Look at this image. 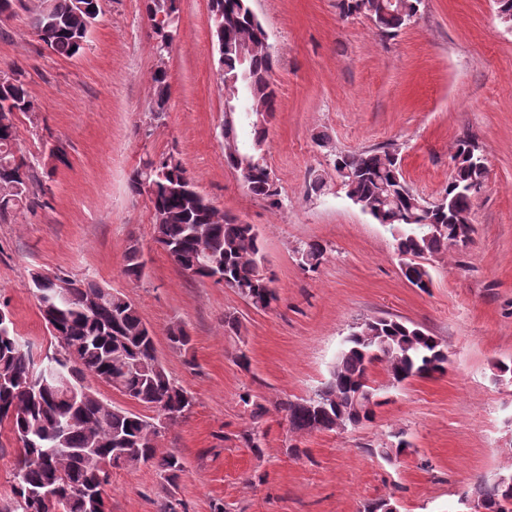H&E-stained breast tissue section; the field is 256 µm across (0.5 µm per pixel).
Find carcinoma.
<instances>
[{
    "label": "carcinoma",
    "instance_id": "obj_1",
    "mask_svg": "<svg viewBox=\"0 0 512 512\" xmlns=\"http://www.w3.org/2000/svg\"><path fill=\"white\" fill-rule=\"evenodd\" d=\"M421 0H340L344 17L362 15L383 33L405 28L419 11ZM212 37L222 78L245 67L247 94L263 109L261 119L226 124L225 164L238 173L248 166L244 185L256 198L282 207L281 191L261 150L267 124L276 107L270 80L274 61L265 46L267 33L249 0H210ZM101 11L100 0H39L30 23L52 52L78 57L88 46V33ZM176 0H145V14L158 54L167 53L176 33ZM239 40L252 44L247 65L227 46ZM151 112L159 118L171 97L167 72L155 70ZM40 111L29 95L27 72L19 66L0 76V221L11 213L40 205L43 182L34 168L17 155L16 115ZM454 175L448 180L443 204L425 210L421 197L403 177L396 153L374 148L338 154L333 165L346 195L363 212L389 228L402 257V273L425 290L432 283L429 269L417 262L472 241L474 226L454 223L455 213L472 209L470 186L487 177L478 144L466 137L453 155ZM153 186L151 206L164 214L154 220L155 241L184 273L233 290L257 309L277 301L273 278L265 270L261 236L252 224L220 214L196 191L182 161L169 153L148 157L131 173L128 186L142 194ZM326 246L305 243L296 250L303 269L316 270ZM140 250H127L124 275H144ZM39 313L57 342L41 363L20 340L9 312L0 307V424L8 422L20 453L15 464L12 497L0 502V512H88L80 490L109 485L110 469L152 462L174 484L186 472L182 458L160 453L157 438L191 410L194 397L167 374L156 354L154 336L138 308L125 296L93 282L70 276H31ZM386 367L388 383L398 386L412 378L443 374L448 355L441 342L420 326L379 317L358 324L345 338L329 379L315 395L279 404L289 425L304 432H330L370 422L382 387H375L369 369ZM109 381L138 406L156 413L148 417L99 397L90 381ZM410 444L377 448L386 461L404 455ZM483 500L487 512H512V474L505 481L478 482L468 490Z\"/></svg>",
    "mask_w": 512,
    "mask_h": 512
}]
</instances>
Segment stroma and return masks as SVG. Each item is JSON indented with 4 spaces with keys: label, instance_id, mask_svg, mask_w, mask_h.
<instances>
[{
    "label": "stroma",
    "instance_id": "35a3bbf8",
    "mask_svg": "<svg viewBox=\"0 0 512 512\" xmlns=\"http://www.w3.org/2000/svg\"><path fill=\"white\" fill-rule=\"evenodd\" d=\"M37 0L0 20V73L19 65L42 110L19 117L20 155L43 168L46 204L0 222V302L35 359L51 353L31 276L76 275L118 291L152 329L157 356L191 392L188 416L159 439L183 458L168 483L153 463L112 472L109 512H157L167 499L186 512H363L386 499L398 512H461L459 494L512 473V30L494 0H422L413 23L380 33L364 16L340 18L339 0H250L275 66L277 109L268 124V165L277 209L253 197L224 163V92L213 47L210 0H178L167 58L172 94L162 118L150 110L157 67L144 0H102L89 46L76 58L47 49L30 25ZM475 140L488 176L475 197L473 243L430 257L432 285L403 276L394 240L336 180L338 153L395 150L406 180L426 201L442 198L455 145ZM174 153L220 212L255 225L274 279L273 309L183 273L154 241L147 197L130 192L140 161ZM322 178L325 186L313 191ZM137 242L140 280L124 276ZM327 248L317 270L295 250ZM234 314L238 329L224 328ZM391 317L420 325L448 353L447 371L388 394L373 421L332 432L290 430L277 404L321 387L357 323ZM184 327L188 349L168 330ZM246 352L249 366L237 361ZM265 406L251 418L241 397ZM259 427L260 451L243 434ZM409 453L375 455L397 438Z\"/></svg>",
    "mask_w": 512,
    "mask_h": 512
}]
</instances>
